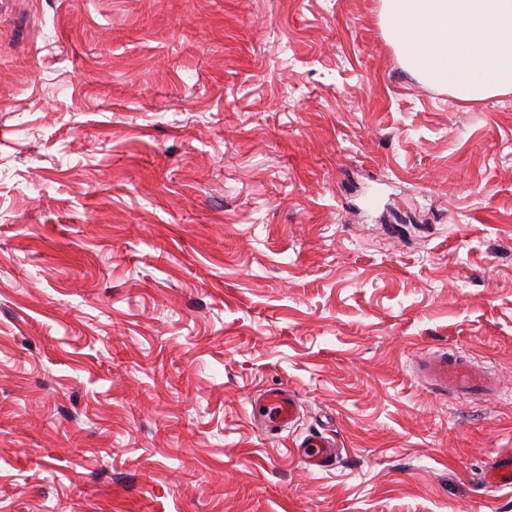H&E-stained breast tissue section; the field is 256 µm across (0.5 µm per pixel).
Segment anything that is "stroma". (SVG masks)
Returning <instances> with one entry per match:
<instances>
[{
	"label": "stroma",
	"mask_w": 512,
	"mask_h": 512,
	"mask_svg": "<svg viewBox=\"0 0 512 512\" xmlns=\"http://www.w3.org/2000/svg\"><path fill=\"white\" fill-rule=\"evenodd\" d=\"M382 12L0 0V512H512V92ZM442 349L499 392L432 390ZM252 414L262 420L269 434L279 435L296 420V397L286 388L263 391L252 404ZM303 446V445H301ZM335 445L328 441L315 440L298 448L310 466L317 469H327L336 464ZM486 484L493 489L512 488V455L499 457L486 474Z\"/></svg>",
	"instance_id": "1"
}]
</instances>
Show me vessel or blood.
Returning a JSON list of instances; mask_svg holds the SVG:
<instances>
[{
  "label": "vessel or blood",
  "instance_id": "b4317fda",
  "mask_svg": "<svg viewBox=\"0 0 512 512\" xmlns=\"http://www.w3.org/2000/svg\"><path fill=\"white\" fill-rule=\"evenodd\" d=\"M420 377L441 394L458 397H478L494 394L497 379L473 365L457 352H438L424 359L418 366ZM252 414L264 423L271 435H279L297 417V400L285 388H273L260 395L252 405ZM301 453L307 463L318 469H327L336 463L333 444L315 440L305 444ZM486 484L493 489L512 488V455L499 457L486 474Z\"/></svg>",
  "mask_w": 512,
  "mask_h": 512
}]
</instances>
